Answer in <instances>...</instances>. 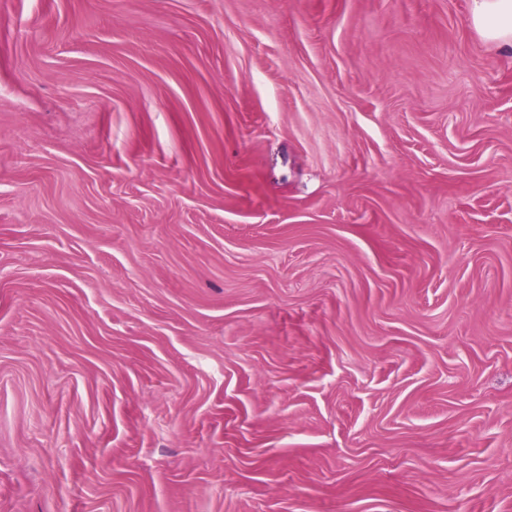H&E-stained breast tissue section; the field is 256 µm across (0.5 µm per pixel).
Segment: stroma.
Masks as SVG:
<instances>
[{"mask_svg":"<svg viewBox=\"0 0 512 512\" xmlns=\"http://www.w3.org/2000/svg\"><path fill=\"white\" fill-rule=\"evenodd\" d=\"M0 512H512L469 0H0Z\"/></svg>","mask_w":512,"mask_h":512,"instance_id":"1","label":"stroma"}]
</instances>
